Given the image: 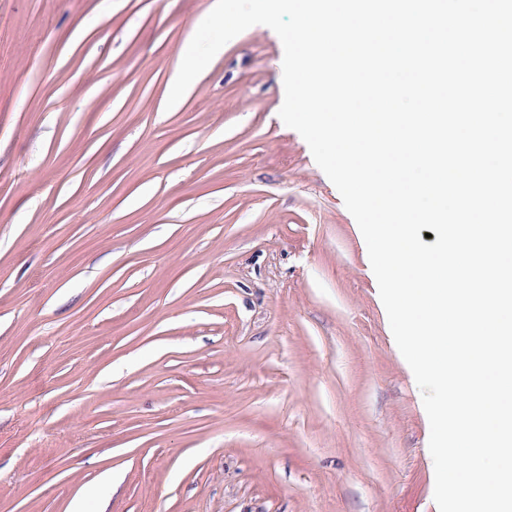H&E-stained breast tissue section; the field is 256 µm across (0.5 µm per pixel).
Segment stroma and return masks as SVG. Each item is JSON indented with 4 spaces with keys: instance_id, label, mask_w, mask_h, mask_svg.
I'll return each mask as SVG.
<instances>
[{
    "instance_id": "stroma-1",
    "label": "stroma",
    "mask_w": 512,
    "mask_h": 512,
    "mask_svg": "<svg viewBox=\"0 0 512 512\" xmlns=\"http://www.w3.org/2000/svg\"><path fill=\"white\" fill-rule=\"evenodd\" d=\"M209 3L0 0V512H437L363 235L278 116V35L166 107Z\"/></svg>"
}]
</instances>
